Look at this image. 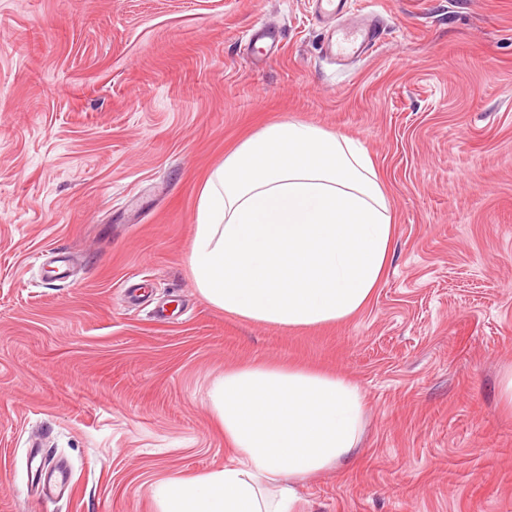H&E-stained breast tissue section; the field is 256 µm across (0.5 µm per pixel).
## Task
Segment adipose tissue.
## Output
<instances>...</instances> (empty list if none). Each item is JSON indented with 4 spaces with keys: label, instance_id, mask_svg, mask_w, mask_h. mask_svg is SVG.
Listing matches in <instances>:
<instances>
[{
    "label": "adipose tissue",
    "instance_id": "ef3b65f1",
    "mask_svg": "<svg viewBox=\"0 0 512 512\" xmlns=\"http://www.w3.org/2000/svg\"><path fill=\"white\" fill-rule=\"evenodd\" d=\"M189 257L201 296L284 328L344 322L384 278L395 224L355 139L297 120L262 126L202 185ZM231 457L152 488L158 512H298L297 482L355 460L365 395L353 381L255 363L211 391Z\"/></svg>",
    "mask_w": 512,
    "mask_h": 512
}]
</instances>
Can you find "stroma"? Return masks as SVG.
<instances>
[{"label": "stroma", "instance_id": "35a3bbf8", "mask_svg": "<svg viewBox=\"0 0 512 512\" xmlns=\"http://www.w3.org/2000/svg\"><path fill=\"white\" fill-rule=\"evenodd\" d=\"M366 16L374 50L326 58ZM283 119L359 140L386 188L388 271L343 323L226 315L190 271L202 183ZM255 362L366 397L301 512H512V0H0V512H157L153 484L229 460L210 392Z\"/></svg>", "mask_w": 512, "mask_h": 512}]
</instances>
